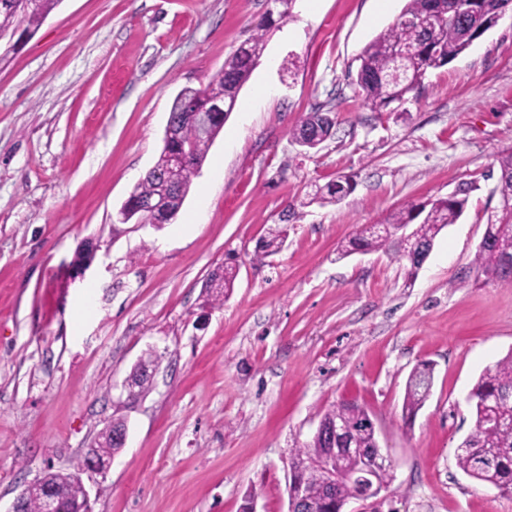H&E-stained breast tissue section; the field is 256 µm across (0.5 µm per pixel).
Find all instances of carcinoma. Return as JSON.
I'll use <instances>...</instances> for the list:
<instances>
[{"label":"carcinoma","mask_w":512,"mask_h":512,"mask_svg":"<svg viewBox=\"0 0 512 512\" xmlns=\"http://www.w3.org/2000/svg\"><path fill=\"white\" fill-rule=\"evenodd\" d=\"M17 2L0 0V39L14 35L20 28L26 34H33L60 0H37L36 6L25 12L18 11ZM457 5L459 14L450 19L448 0H408L396 22L368 44L360 57L356 84L370 109L380 112L394 103L405 102L429 71L448 65L498 22L501 0H457ZM427 15L441 18V23L430 33L409 22L411 18ZM273 24L275 21H269L245 40L225 60L224 68L206 88H184L178 93L170 110L178 132L173 146L186 147L188 158L179 166H162L156 172L146 173L135 186L134 198L158 197L167 186L171 193L166 196L165 205L175 212L180 210L211 143L224 125V118L216 114L210 117L204 129H198L190 117L192 105L202 93L237 102L242 85L260 62L265 33ZM332 128L333 122L328 115L316 110L308 113L296 126L293 139L305 143L307 150L315 149L322 139L330 136ZM499 170L500 198L508 200L512 198V149L499 157ZM351 190L352 185L348 180L331 182L323 188L317 186L302 205L336 204ZM468 200V191L465 190L421 204L409 203L395 212L386 224L362 225L340 255L346 256L354 251L391 250L402 257L409 253L419 255L433 247L436 237L444 228L459 220ZM286 238L287 225L271 227L267 235L258 241L256 253L262 257L271 256L281 250ZM484 239L486 244L477 248L472 266L485 276L511 287L512 275L505 274V264L512 262V211L505 208L497 221L486 224ZM237 275L236 269L228 267L211 274L206 288L213 301H224L233 290ZM155 362L149 351L140 362V369L134 371L139 389L148 387L151 378L148 370ZM433 385L434 369L431 365L423 363L411 371L402 407L405 421L413 420L430 396ZM510 392L512 352L486 366L468 394L474 427L457 449L456 464L479 483L511 496L512 429L491 423L487 408L492 396ZM366 418L367 413L363 409L350 404L338 405L322 416V421L326 423L342 420L348 426V435L341 445L363 449L361 454L343 458L346 473L340 475L332 487L326 483L322 461L330 449L338 447V444L320 436L293 449L291 469L298 471L304 483L312 503V512H336V503L353 493L354 487L347 472L365 470L371 452L379 447L376 430L366 422ZM119 451L108 427L99 434L96 445L88 449L100 461L111 460ZM481 452L493 456V467L483 469L477 466L476 455ZM45 482L65 488L67 500L63 508L67 512L74 509L76 502L83 497V487L72 479V474L48 472L29 486L27 512H41Z\"/></svg>","instance_id":"carcinoma-1"}]
</instances>
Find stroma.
I'll list each match as a JSON object with an SVG mask.
<instances>
[{
    "label": "stroma",
    "mask_w": 512,
    "mask_h": 512,
    "mask_svg": "<svg viewBox=\"0 0 512 512\" xmlns=\"http://www.w3.org/2000/svg\"><path fill=\"white\" fill-rule=\"evenodd\" d=\"M405 5L297 0L165 224L118 212L160 155L176 94L213 79L267 0H60L0 61V512L45 473L72 472L116 418L125 448L82 476L92 512H288L291 451L342 403L376 418L394 462L380 512H512V496L456 464L474 427L466 398L512 352V288L471 266L512 148V16L375 112L359 57ZM317 109L335 134L307 150L291 132ZM345 178L340 203L304 206ZM464 182V214L418 271L381 251L337 258L359 225ZM291 206L284 248L255 260ZM227 265L235 287L210 304L205 285ZM150 349L152 386L129 397ZM422 362L435 385L408 425Z\"/></svg>",
    "instance_id": "1"
}]
</instances>
